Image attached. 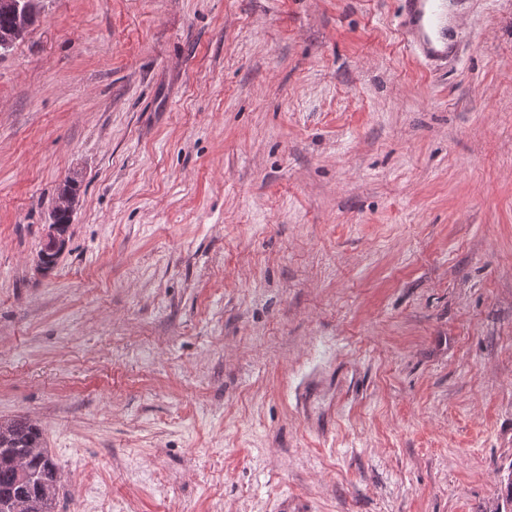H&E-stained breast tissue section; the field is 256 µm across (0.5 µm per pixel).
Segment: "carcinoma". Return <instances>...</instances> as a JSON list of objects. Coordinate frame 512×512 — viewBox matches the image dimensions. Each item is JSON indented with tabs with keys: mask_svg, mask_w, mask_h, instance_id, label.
Segmentation results:
<instances>
[{
	"mask_svg": "<svg viewBox=\"0 0 512 512\" xmlns=\"http://www.w3.org/2000/svg\"><path fill=\"white\" fill-rule=\"evenodd\" d=\"M18 14L8 0H0V42L12 43ZM60 475L42 444L41 429L25 418L0 420V512H57Z\"/></svg>",
	"mask_w": 512,
	"mask_h": 512,
	"instance_id": "1",
	"label": "carcinoma"
}]
</instances>
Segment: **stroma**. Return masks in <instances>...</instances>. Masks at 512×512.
Instances as JSON below:
<instances>
[{
    "mask_svg": "<svg viewBox=\"0 0 512 512\" xmlns=\"http://www.w3.org/2000/svg\"><path fill=\"white\" fill-rule=\"evenodd\" d=\"M38 0L0 50V418L94 512H494L512 0ZM67 247L39 262L67 179ZM446 0H400L399 31L414 54L429 62L455 56L460 38L441 23Z\"/></svg>",
    "mask_w": 512,
    "mask_h": 512,
    "instance_id": "stroma-1",
    "label": "stroma"
}]
</instances>
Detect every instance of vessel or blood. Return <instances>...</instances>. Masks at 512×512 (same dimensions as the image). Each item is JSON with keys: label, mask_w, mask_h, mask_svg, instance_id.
Wrapping results in <instances>:
<instances>
[{"label": "vessel or blood", "mask_w": 512, "mask_h": 512, "mask_svg": "<svg viewBox=\"0 0 512 512\" xmlns=\"http://www.w3.org/2000/svg\"><path fill=\"white\" fill-rule=\"evenodd\" d=\"M447 0H400L399 31L414 54L430 62L456 55L459 37L449 33L441 18Z\"/></svg>", "instance_id": "obj_1"}]
</instances>
